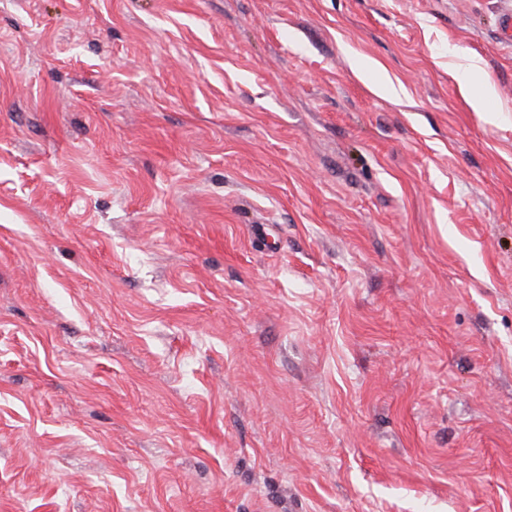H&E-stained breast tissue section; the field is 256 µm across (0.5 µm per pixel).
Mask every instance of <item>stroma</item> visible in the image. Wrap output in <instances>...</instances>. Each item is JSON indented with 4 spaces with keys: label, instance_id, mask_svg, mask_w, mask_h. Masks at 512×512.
Returning <instances> with one entry per match:
<instances>
[{
    "label": "stroma",
    "instance_id": "stroma-1",
    "mask_svg": "<svg viewBox=\"0 0 512 512\" xmlns=\"http://www.w3.org/2000/svg\"><path fill=\"white\" fill-rule=\"evenodd\" d=\"M509 12L0 0V512H512Z\"/></svg>",
    "mask_w": 512,
    "mask_h": 512
}]
</instances>
